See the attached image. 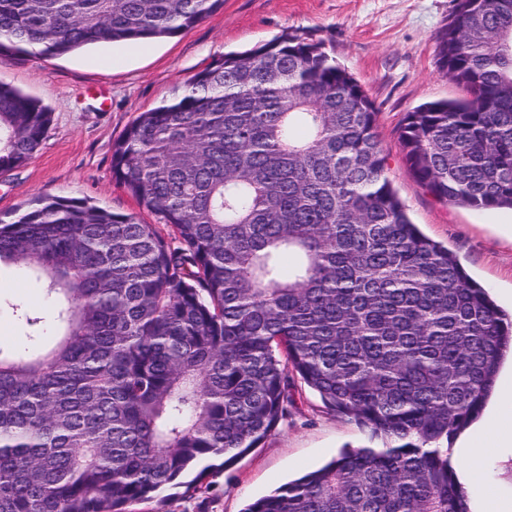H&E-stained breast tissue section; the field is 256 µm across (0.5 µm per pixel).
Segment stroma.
Listing matches in <instances>:
<instances>
[{"label": "stroma", "mask_w": 512, "mask_h": 512, "mask_svg": "<svg viewBox=\"0 0 512 512\" xmlns=\"http://www.w3.org/2000/svg\"><path fill=\"white\" fill-rule=\"evenodd\" d=\"M456 0H222L204 20L176 35L79 50L51 59L18 53L0 59V81L38 99L50 126L27 164L0 174V218L9 220L37 197L80 198L114 213L140 209L112 174L115 142L141 112L180 94L185 82L229 52L245 51L284 33L322 43L324 51L363 86L377 112L388 156L387 175L412 221L447 245L465 271L512 311V210H476L438 199L412 176L400 141L407 112L459 97L446 76L437 37ZM43 289L18 270H0V343L28 346L18 309L45 312ZM287 420L258 448L213 475L206 496L136 504L134 512H243L299 475L316 470L344 447L367 444L356 422L327 408L301 382L293 384ZM480 478L512 501V453L491 448Z\"/></svg>", "instance_id": "35a3bbf8"}]
</instances>
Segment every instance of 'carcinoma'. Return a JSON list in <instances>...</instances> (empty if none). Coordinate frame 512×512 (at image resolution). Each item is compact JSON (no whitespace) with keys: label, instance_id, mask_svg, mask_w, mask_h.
Listing matches in <instances>:
<instances>
[{"label":"carcinoma","instance_id":"carcinoma-1","mask_svg":"<svg viewBox=\"0 0 512 512\" xmlns=\"http://www.w3.org/2000/svg\"><path fill=\"white\" fill-rule=\"evenodd\" d=\"M220 2L0 0V58L169 37ZM438 47L465 96L407 113L409 169L440 200L512 209V0H458ZM50 120L0 81L1 173ZM112 173L170 237L55 195L0 219V268L52 306L20 311L28 347H0V512L204 494L288 416L296 378L381 446L244 512H469L444 443L481 413L512 317L411 222L373 102L321 44L224 54L133 121Z\"/></svg>","mask_w":512,"mask_h":512}]
</instances>
